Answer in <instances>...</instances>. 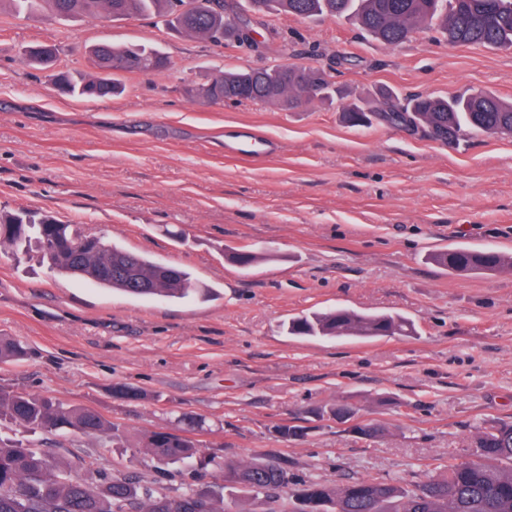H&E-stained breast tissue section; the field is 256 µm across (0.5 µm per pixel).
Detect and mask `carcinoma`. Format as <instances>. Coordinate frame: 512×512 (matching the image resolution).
I'll use <instances>...</instances> for the list:
<instances>
[{"mask_svg": "<svg viewBox=\"0 0 512 512\" xmlns=\"http://www.w3.org/2000/svg\"><path fill=\"white\" fill-rule=\"evenodd\" d=\"M45 1L61 18L105 16L114 21L136 15L157 14L178 30L216 44L234 41L253 49L254 25L277 12L312 18L351 14L360 28L391 46L403 43L421 29L438 31L450 46L512 47V0H8L17 14H30ZM58 49L36 43L27 59L49 71L61 92L87 99H107L120 92L125 74L156 73L167 68V58L143 45H94L89 59L99 73L73 79L54 67ZM330 84L325 71L302 66L226 69L203 89L211 103L226 99L294 109L315 97H326ZM354 126L375 122L404 127L443 144L481 131L512 136V101L485 91L465 96L401 97L380 93L379 107L352 105L344 113ZM36 243L49 269L78 277L98 288L116 289L141 298L186 299L203 288L187 270L158 261L116 243L95 240L74 224L51 216L35 219L24 212L0 211V245L16 258ZM427 260L456 273L493 274L512 269V254L493 248L456 246L428 254ZM112 266V274L102 269ZM414 333L411 320L392 313H367L334 308L292 319L288 334L327 338H376ZM26 356L24 344L0 337V363ZM114 396L141 401L147 394L117 384ZM87 437L118 429L92 407L65 403L51 395L0 386V423ZM202 422L182 418L179 428L150 431L144 447L157 463L153 478L136 472H114L91 457L74 456L62 464L61 446L36 448L20 441L0 439V512H224V502L197 487L195 460L201 447L196 435ZM207 464L218 471L224 489L249 492L260 503L282 496L299 501V512H512V422L478 432L474 449L448 470L412 486L387 481L356 479L331 485L288 475L274 464L226 463L212 455ZM179 468L182 491L176 496L160 492L157 483L168 467Z\"/></svg>", "mask_w": 512, "mask_h": 512, "instance_id": "cac0c4a2", "label": "carcinoma"}]
</instances>
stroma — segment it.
<instances>
[{
    "instance_id": "35a3bbf8",
    "label": "stroma",
    "mask_w": 512,
    "mask_h": 512,
    "mask_svg": "<svg viewBox=\"0 0 512 512\" xmlns=\"http://www.w3.org/2000/svg\"><path fill=\"white\" fill-rule=\"evenodd\" d=\"M263 22L257 52L153 16L0 12V209L80 225L212 289L138 299L0 248V336L29 351L0 364V385L97 409L119 439L70 433L60 439L69 454L149 477L145 434L185 414L204 421L202 459L273 463L333 485L445 474L479 429L512 421V275L460 276L426 257L459 244L512 252V137L443 145L383 123L352 127L342 113L376 105L382 88L512 99V48L451 47L430 30L388 46L346 15ZM35 42L55 44L76 75L91 73L85 50L102 42L157 47L169 65L88 101L58 94L28 65L23 49ZM286 64L325 69L334 99L284 110L186 93L225 68ZM241 126L263 138L249 159L224 150L225 132ZM245 247L272 256L245 271L227 258ZM334 307L397 312L415 332L287 334L289 319ZM118 383L149 397H113ZM339 404L381 434L327 418ZM285 424L307 432L282 439Z\"/></svg>"
}]
</instances>
